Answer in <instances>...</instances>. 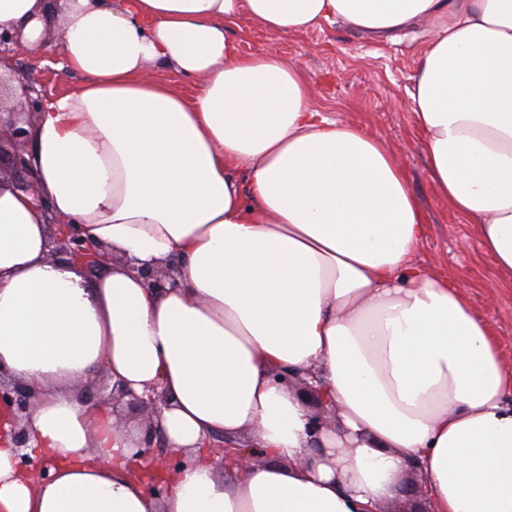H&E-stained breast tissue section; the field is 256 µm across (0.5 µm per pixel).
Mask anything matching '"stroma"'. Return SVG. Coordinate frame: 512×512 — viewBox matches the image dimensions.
Returning <instances> with one entry per match:
<instances>
[{"label":"stroma","instance_id":"1","mask_svg":"<svg viewBox=\"0 0 512 512\" xmlns=\"http://www.w3.org/2000/svg\"><path fill=\"white\" fill-rule=\"evenodd\" d=\"M231 34L244 53L276 50L290 66L305 73L314 108L338 122L361 126L393 153L429 226L415 260L434 277L451 283L474 282L472 306L488 321L504 369L512 374V283L494 281L492 263L478 248L472 225L438 194L429 176L423 138L413 122L408 91L424 36L376 41L339 23L279 35L246 17ZM61 59L50 46L38 54L26 49L16 55L15 69L55 97L81 82L79 75L59 70Z\"/></svg>","mask_w":512,"mask_h":512}]
</instances>
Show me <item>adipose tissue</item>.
I'll list each match as a JSON object with an SVG mask.
<instances>
[{
	"instance_id": "ef3b65f1",
	"label": "adipose tissue",
	"mask_w": 512,
	"mask_h": 512,
	"mask_svg": "<svg viewBox=\"0 0 512 512\" xmlns=\"http://www.w3.org/2000/svg\"><path fill=\"white\" fill-rule=\"evenodd\" d=\"M78 89L31 128L33 190L0 183V375L35 412L21 468L0 444V512H405L415 470L433 512H512V377L468 285L412 256L428 234L392 154L310 104L276 51L246 54L240 17L277 34L344 23L432 36L409 93L430 179L512 280V0H58ZM48 0H0L32 49ZM198 80L186 97L150 77ZM143 263L96 281L47 258L48 220ZM170 401L157 422L185 456L150 495L141 433L82 402L97 371ZM324 385L344 435L313 432L280 373ZM248 436L245 466L211 437ZM233 483H225V471ZM125 263L131 265L133 270L144 280L147 288L153 290H163L164 288H175L178 285L176 278L177 267L174 265L157 267L153 264L137 265L132 259H124Z\"/></svg>"
}]
</instances>
